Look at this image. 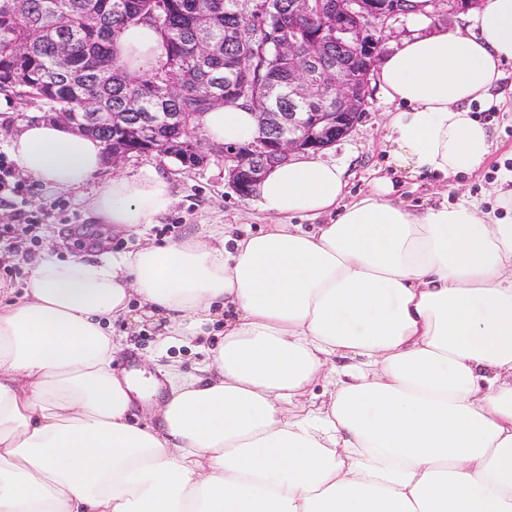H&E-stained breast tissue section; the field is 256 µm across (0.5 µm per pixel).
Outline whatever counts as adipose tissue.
<instances>
[{
  "mask_svg": "<svg viewBox=\"0 0 512 512\" xmlns=\"http://www.w3.org/2000/svg\"><path fill=\"white\" fill-rule=\"evenodd\" d=\"M417 32L375 78L395 110L389 166L442 178L482 170L474 114L502 106L512 0L465 27L416 14ZM120 62L164 54L146 24ZM214 144L258 135L220 105ZM22 175L65 193L95 182L94 218L155 223L172 196L154 169L96 182L103 143L58 121L10 139ZM265 230L207 228L123 254L33 260L0 302V512H512V171L496 209L460 198L412 207L391 178L351 196L344 165L295 154L257 187ZM170 337H224L196 372L119 376L112 324L131 302ZM154 406L143 424L134 401Z\"/></svg>",
  "mask_w": 512,
  "mask_h": 512,
  "instance_id": "ef3b65f1",
  "label": "adipose tissue"
}]
</instances>
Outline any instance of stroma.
Listing matches in <instances>:
<instances>
[{
  "instance_id": "35a3bbf8",
  "label": "stroma",
  "mask_w": 512,
  "mask_h": 512,
  "mask_svg": "<svg viewBox=\"0 0 512 512\" xmlns=\"http://www.w3.org/2000/svg\"><path fill=\"white\" fill-rule=\"evenodd\" d=\"M393 110L378 86H370L361 120L348 136L324 150V160L346 165L351 192L367 189L376 177L388 174L401 199L412 206L436 204L445 198L454 202L463 196L484 208L493 205V190L501 169L512 168L511 101L499 109L475 111L477 118L488 124L495 143L488 165L476 174L446 180L431 175L413 177L403 171L391 173L386 135ZM202 152L203 163L194 167L152 155L133 156L103 171V178L108 179L129 176L150 166L169 179L174 202L143 237L95 223L86 207L91 186L67 195L56 194L21 174H13V182L21 183L23 192L0 196V214L21 210L29 216L31 227L25 232L28 244L18 245L17 249H9L7 241L0 239V286L23 288L30 274V260L46 251L63 261L73 255L128 253L138 249L146 237L158 242L181 241L206 224H240L254 232L262 230L268 222L266 215L258 209L255 199L240 197L235 192L225 175L221 150L206 142ZM161 332L160 322L149 317L140 322L114 324L113 334L122 350L116 354L113 368L131 371L148 361L163 367L175 363L183 371H194L205 358V348L222 339L224 322L215 320L208 325L206 335L187 344L164 343Z\"/></svg>"
}]
</instances>
